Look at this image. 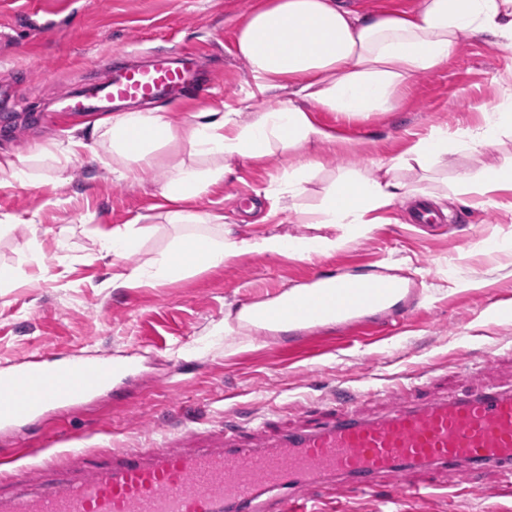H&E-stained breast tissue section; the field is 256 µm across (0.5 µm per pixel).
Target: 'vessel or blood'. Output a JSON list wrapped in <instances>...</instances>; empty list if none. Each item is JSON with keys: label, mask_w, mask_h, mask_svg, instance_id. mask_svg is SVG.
I'll use <instances>...</instances> for the list:
<instances>
[{"label": "vessel or blood", "mask_w": 512, "mask_h": 512, "mask_svg": "<svg viewBox=\"0 0 512 512\" xmlns=\"http://www.w3.org/2000/svg\"><path fill=\"white\" fill-rule=\"evenodd\" d=\"M194 62L158 58L104 72L92 86L62 99L69 112H106L195 89ZM408 283L380 273L340 278L319 271L294 296L250 301L244 314L294 331L330 318L376 310L411 312ZM31 359L0 375V424L17 426L47 405L78 403L107 390L121 371L108 360ZM382 415L360 412L354 393L332 396L302 424L275 431L264 422L225 420L216 432L185 428L148 447L101 449L81 466L62 431L45 438L53 453L34 469L0 472V512H325L336 490L371 492L396 479L385 507L422 492L456 496L497 470L512 477V390L482 386L453 397L407 401L391 392ZM441 482H432L433 474Z\"/></svg>", "instance_id": "vessel-or-blood-1"}]
</instances>
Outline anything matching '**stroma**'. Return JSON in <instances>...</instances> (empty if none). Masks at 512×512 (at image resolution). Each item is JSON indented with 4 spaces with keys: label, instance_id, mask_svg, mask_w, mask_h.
Returning a JSON list of instances; mask_svg holds the SVG:
<instances>
[{
    "label": "stroma",
    "instance_id": "obj_1",
    "mask_svg": "<svg viewBox=\"0 0 512 512\" xmlns=\"http://www.w3.org/2000/svg\"><path fill=\"white\" fill-rule=\"evenodd\" d=\"M256 0H0V87L14 107L0 111V155L82 136L87 147L65 172L64 187L38 182L0 189V221L15 222L0 236V265L20 268L32 283L0 288V373L37 354L75 352L130 363L125 383L100 402L51 414L0 434V459L35 466L47 456L46 434L62 430L72 446L96 449L154 442L166 427L191 422L205 430L224 424L230 410L246 419L269 417L300 424L336 388L360 395L359 408L382 411L371 388L393 389L431 376L428 393L459 394L475 385L512 384V209L478 197L444 199L452 171H402L414 198L447 212L445 226L407 221L409 201L378 212L357 234L348 224L310 221L325 188L347 171L362 176L378 162L404 154L431 127L448 131L483 125L487 110L512 88V51L474 36L438 70L415 78L391 112L364 121L314 109L335 142L317 146L323 167L298 210L273 219L262 193L289 161L241 162L193 208L223 212L235 232L302 239L342 237L331 255L246 254L181 280L143 288L112 285L115 267L147 266L172 242L161 194L183 149L158 150L138 178L113 180L109 154L92 131L93 113H66L61 98L80 93L101 72L155 54L198 50L197 78L208 93L161 100L176 123L204 107L240 106L250 89L245 61L234 54L240 23ZM146 229L139 246L116 261L100 251L113 226ZM38 250H31L30 240ZM495 239L500 252L480 243ZM385 268L414 280L419 304L405 320L371 321L351 332L329 325L303 345L280 343L276 333L240 321L243 303L301 287L317 270L349 276ZM191 336L180 346V336ZM403 512H512V479L491 471L465 495L402 502Z\"/></svg>",
    "mask_w": 512,
    "mask_h": 512
}]
</instances>
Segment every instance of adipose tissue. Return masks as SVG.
Wrapping results in <instances>:
<instances>
[{"label":"adipose tissue","mask_w":512,"mask_h":512,"mask_svg":"<svg viewBox=\"0 0 512 512\" xmlns=\"http://www.w3.org/2000/svg\"><path fill=\"white\" fill-rule=\"evenodd\" d=\"M477 35L511 50L512 0H423L413 13L388 9L371 15L337 6L334 0H260L237 33L235 53L248 65L251 98L265 100V107L202 109L184 125L174 124L162 108L130 107L94 123V133L112 156L108 171L118 180L146 171L154 153L165 146L178 143L186 153L173 165L162 191L169 203L165 223L185 225V232L150 265L115 274L113 287L175 280L248 253H335L342 240L241 236L225 226L223 214L200 211L190 203L223 182L234 163H260L280 153L299 156L300 162L289 166L264 196L281 209H295L306 183L322 166L307 147L333 138L312 119L311 108L355 121L394 111L400 93L418 75L444 65L454 47ZM509 133L508 99L486 115L479 132L431 128L405 154L379 163L375 176L341 175L313 209L312 221L352 224L365 233L373 213L407 198L399 171H432L460 151L496 144ZM85 147L72 136L26 156L2 157L0 187L41 181L47 166L63 174ZM449 190L457 197L512 192V165L457 169Z\"/></svg>","instance_id":"obj_1"}]
</instances>
